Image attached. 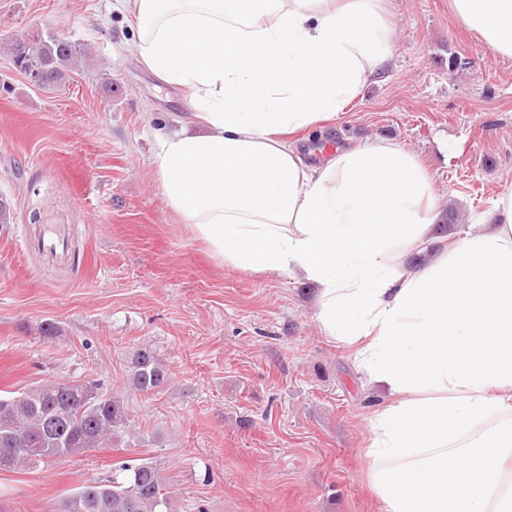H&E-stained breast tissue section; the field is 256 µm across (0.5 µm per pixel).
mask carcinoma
Wrapping results in <instances>:
<instances>
[{"label": "carcinoma", "mask_w": 512, "mask_h": 512, "mask_svg": "<svg viewBox=\"0 0 512 512\" xmlns=\"http://www.w3.org/2000/svg\"><path fill=\"white\" fill-rule=\"evenodd\" d=\"M86 56L74 43L50 32L36 43V56L26 62V68L45 74L42 87H55ZM169 381V367L153 349L134 352L129 367L132 390L156 395ZM126 419L123 397L102 392L94 380L79 384L47 381L16 394H0V470L34 468L50 458L108 444L120 448V427ZM65 512L175 509L157 468L149 463H123L106 483L80 487L65 504Z\"/></svg>", "instance_id": "carcinoma-1"}]
</instances>
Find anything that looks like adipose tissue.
I'll return each mask as SVG.
<instances>
[{
	"label": "adipose tissue",
	"mask_w": 512,
	"mask_h": 512,
	"mask_svg": "<svg viewBox=\"0 0 512 512\" xmlns=\"http://www.w3.org/2000/svg\"><path fill=\"white\" fill-rule=\"evenodd\" d=\"M382 3L123 0L141 60L195 108L152 165L215 258L312 283L324 334L386 388L368 448L382 512H512V190L481 231L451 232L408 148L350 141L310 166L292 138L390 61ZM449 8L512 57V0Z\"/></svg>",
	"instance_id": "adipose-tissue-1"
}]
</instances>
